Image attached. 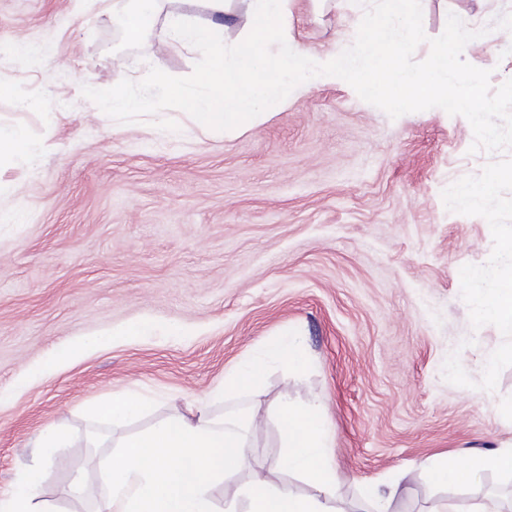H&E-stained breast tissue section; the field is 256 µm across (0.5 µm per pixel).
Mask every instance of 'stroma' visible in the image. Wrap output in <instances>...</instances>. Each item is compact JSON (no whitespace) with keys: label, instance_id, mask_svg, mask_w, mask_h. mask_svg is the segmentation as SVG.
Wrapping results in <instances>:
<instances>
[{"label":"stroma","instance_id":"35a3bbf8","mask_svg":"<svg viewBox=\"0 0 512 512\" xmlns=\"http://www.w3.org/2000/svg\"><path fill=\"white\" fill-rule=\"evenodd\" d=\"M113 0H0V125L44 144L36 164L0 171V496L45 428L67 432L45 489L57 512H90L113 442L145 431L264 358L287 336L307 364L265 360L263 393L231 391L216 420L246 416L248 460L217 485L216 505L253 477L305 483L276 469L283 448L271 415L283 400H319L335 432L343 512H363L364 485L398 484L395 512H440L493 495L512 498V474L472 486L430 483L425 464L512 442L511 337L482 318L496 286L499 239L512 232V180L476 207L451 200L512 171V152L472 151L469 121L432 108L390 118L344 83L315 87L247 130L204 134L183 111L122 124L83 86L138 80L154 57L189 75L196 48L163 51L160 28L137 43L118 27ZM428 39L448 15L483 30L466 54L512 78V0H421ZM365 0H298L300 47L325 54L355 39ZM44 46L18 53L17 40ZM143 319L147 336H117L49 374L36 367L61 346ZM181 327L178 335L169 334ZM497 356L494 371L483 361ZM136 390L151 409L112 425L92 412ZM83 497L69 496L74 481Z\"/></svg>","mask_w":512,"mask_h":512}]
</instances>
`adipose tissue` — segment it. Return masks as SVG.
Returning <instances> with one entry per match:
<instances>
[{
  "label": "adipose tissue",
  "mask_w": 512,
  "mask_h": 512,
  "mask_svg": "<svg viewBox=\"0 0 512 512\" xmlns=\"http://www.w3.org/2000/svg\"><path fill=\"white\" fill-rule=\"evenodd\" d=\"M160 12V0H127L122 8V27L127 42L135 43L152 29ZM497 287L483 297L482 312L512 331V268L496 271ZM148 323L138 322L64 345L38 367L46 373L61 368L87 351L110 346L114 335H143ZM263 365L252 360L225 370L224 379L210 391L211 399L232 388L261 395ZM282 435L284 453L279 468L305 477L309 493L267 481L261 474L242 485L223 507H216L212 488L239 471L245 455L244 424H216L209 401L190 405L188 413H176L149 432L120 441V449L105 465V484L95 512H340L337 493L340 475L331 458L334 432L319 403L277 404L273 411ZM63 430L44 429L34 443L31 463L18 473L13 491L0 498V512H54L51 502L39 499L45 465L52 449L66 445ZM491 469L512 471V447L467 455L464 462L441 458L427 467L429 478L439 485L477 481Z\"/></svg>",
  "instance_id": "adipose-tissue-1"
}]
</instances>
